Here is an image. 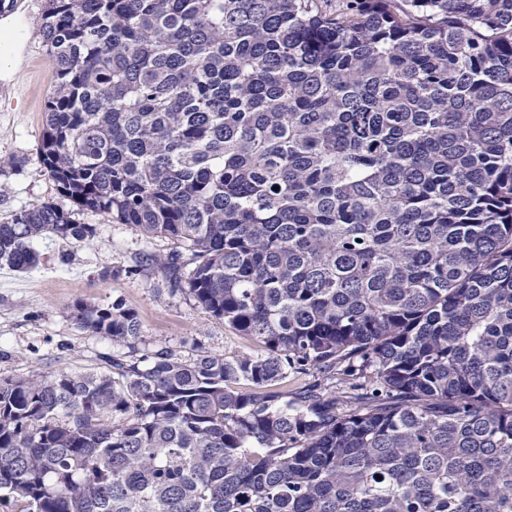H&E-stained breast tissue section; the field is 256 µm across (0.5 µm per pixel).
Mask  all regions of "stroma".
<instances>
[{"label": "stroma", "mask_w": 512, "mask_h": 512, "mask_svg": "<svg viewBox=\"0 0 512 512\" xmlns=\"http://www.w3.org/2000/svg\"><path fill=\"white\" fill-rule=\"evenodd\" d=\"M15 48L23 61L11 80L0 79V223L21 208L61 203L39 148L54 64L40 30L44 0H18ZM96 235L83 242L38 239V266L29 272L0 268V379L36 377L62 369L111 373L112 340L87 333L70 318L78 303H122L140 323L136 354L168 350L191 358L198 351L228 355L253 351L247 337L187 294L171 290L167 273L143 265L145 254L189 253L179 243L148 238L138 227L107 215H84Z\"/></svg>", "instance_id": "stroma-1"}]
</instances>
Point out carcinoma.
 Returning <instances> with one entry per match:
<instances>
[{
  "label": "carcinoma",
  "mask_w": 512,
  "mask_h": 512,
  "mask_svg": "<svg viewBox=\"0 0 512 512\" xmlns=\"http://www.w3.org/2000/svg\"><path fill=\"white\" fill-rule=\"evenodd\" d=\"M321 2L46 0L73 210L16 211L0 266L110 214L259 349L1 379L19 512H512V0Z\"/></svg>",
  "instance_id": "carcinoma-1"
}]
</instances>
